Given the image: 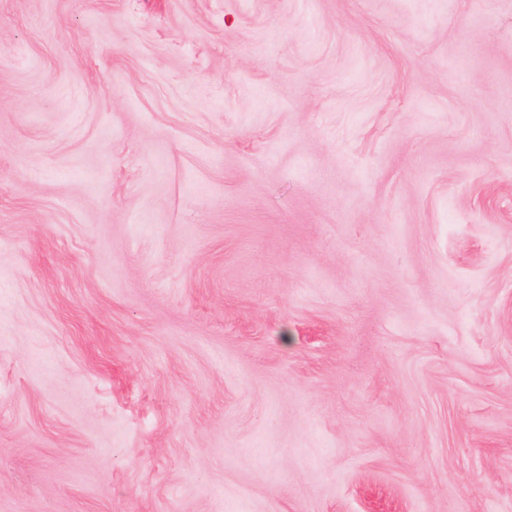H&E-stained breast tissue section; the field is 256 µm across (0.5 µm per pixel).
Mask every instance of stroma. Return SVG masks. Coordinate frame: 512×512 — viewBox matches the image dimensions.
<instances>
[{
    "label": "stroma",
    "instance_id": "stroma-1",
    "mask_svg": "<svg viewBox=\"0 0 512 512\" xmlns=\"http://www.w3.org/2000/svg\"><path fill=\"white\" fill-rule=\"evenodd\" d=\"M0 512H512V0H0Z\"/></svg>",
    "mask_w": 512,
    "mask_h": 512
}]
</instances>
